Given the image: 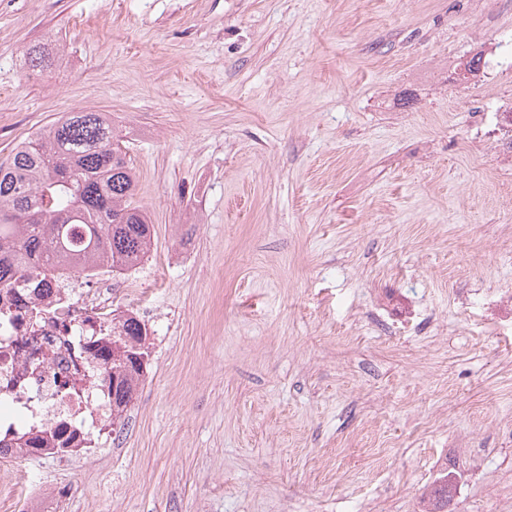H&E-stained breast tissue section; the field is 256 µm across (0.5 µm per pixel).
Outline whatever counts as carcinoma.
Here are the masks:
<instances>
[{
    "label": "carcinoma",
    "instance_id": "cac0c4a2",
    "mask_svg": "<svg viewBox=\"0 0 512 512\" xmlns=\"http://www.w3.org/2000/svg\"><path fill=\"white\" fill-rule=\"evenodd\" d=\"M29 65L49 67L42 47ZM135 180L122 140L106 112H67L46 130L17 144L0 163V291L39 288L59 274L74 275L98 262L112 269L138 266L153 236L147 216L132 206ZM142 324H112V421L123 418L148 355ZM448 476L428 497L427 512L448 507Z\"/></svg>",
    "mask_w": 512,
    "mask_h": 512
}]
</instances>
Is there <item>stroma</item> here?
Instances as JSON below:
<instances>
[{
	"label": "stroma",
	"mask_w": 512,
	"mask_h": 512,
	"mask_svg": "<svg viewBox=\"0 0 512 512\" xmlns=\"http://www.w3.org/2000/svg\"><path fill=\"white\" fill-rule=\"evenodd\" d=\"M90 110L154 227L147 369L93 457L0 471L57 512H424L443 475L512 512V0H0V161Z\"/></svg>",
	"instance_id": "stroma-1"
}]
</instances>
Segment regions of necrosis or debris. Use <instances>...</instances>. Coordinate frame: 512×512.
<instances>
[{
    "label": "necrosis or debris",
    "instance_id": "4bbe7bcc",
    "mask_svg": "<svg viewBox=\"0 0 512 512\" xmlns=\"http://www.w3.org/2000/svg\"><path fill=\"white\" fill-rule=\"evenodd\" d=\"M117 292L108 266L68 280H49L37 296L0 295V456H30L23 440L50 438L66 426L71 447L91 446L112 394L98 349L112 333Z\"/></svg>",
    "mask_w": 512,
    "mask_h": 512
}]
</instances>
